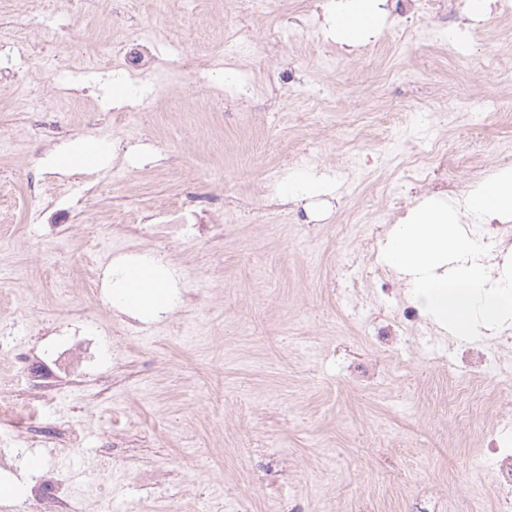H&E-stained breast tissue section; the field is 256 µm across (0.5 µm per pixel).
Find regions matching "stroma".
<instances>
[{
	"mask_svg": "<svg viewBox=\"0 0 512 512\" xmlns=\"http://www.w3.org/2000/svg\"><path fill=\"white\" fill-rule=\"evenodd\" d=\"M328 2L281 0L254 22L253 54L234 60L220 46L228 0H171L164 15L153 0H126L131 24L113 40L168 26L181 38L155 39L169 73L128 78L119 101L108 58L90 68L71 35L100 23L112 0H55L60 34L27 29L0 53V77L16 91L0 124L25 146L0 147V269L27 272L0 281V329L30 325L22 346L46 361L67 327L104 340L137 327L111 369V406L79 391L68 400L74 422L93 445L111 443L113 470L127 474L109 489L118 505L141 496L143 471L167 480L152 512L172 499L182 512H272L281 502L296 512H476L475 492L492 500L483 450L512 447V415L479 389L448 394L475 342H451L440 326L411 351L379 343L373 308L383 302L382 318L396 317L412 300L409 278H366L353 260L366 230L358 216L371 214L383 236L431 197L395 175L421 137L444 141L449 178L471 186L473 169L498 171L512 112L460 109L448 126L439 114L461 90L475 101L512 97V22L465 17L463 0H451V22L441 0H421L414 15L382 21L379 49L347 48L330 32ZM454 26L466 47L449 42ZM462 57L484 58L486 71L463 74ZM58 70L83 98L81 124L60 111ZM394 70L413 81H394ZM196 90L212 99L204 124L193 117ZM146 95L155 113L131 146L112 124ZM77 137L109 142L107 162L77 172L47 164L53 146ZM309 146L322 154L310 172L330 192L288 203L278 188ZM351 152L371 156L362 173L348 172ZM175 195L224 215L223 228L149 247L173 264L182 304L138 321L105 293L86 294L113 210L138 208L151 224ZM62 283L69 296L53 298ZM188 325L206 333L197 346L182 340ZM33 458L54 460L75 490L97 482L90 455L24 448L19 467Z\"/></svg>",
	"mask_w": 512,
	"mask_h": 512,
	"instance_id": "obj_1",
	"label": "stroma"
}]
</instances>
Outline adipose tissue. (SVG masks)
<instances>
[{"mask_svg":"<svg viewBox=\"0 0 512 512\" xmlns=\"http://www.w3.org/2000/svg\"><path fill=\"white\" fill-rule=\"evenodd\" d=\"M378 0H335L329 7L331 29L338 44H357L361 34L373 30L380 17ZM110 152L100 140L77 139L58 146L47 156L54 168L66 171L99 167ZM473 215L512 214V170H502L472 188L468 193ZM104 285L115 309L151 320L172 311L182 301L175 286L172 265L160 257L124 258L113 264Z\"/></svg>","mask_w":512,"mask_h":512,"instance_id":"obj_1","label":"adipose tissue"}]
</instances>
